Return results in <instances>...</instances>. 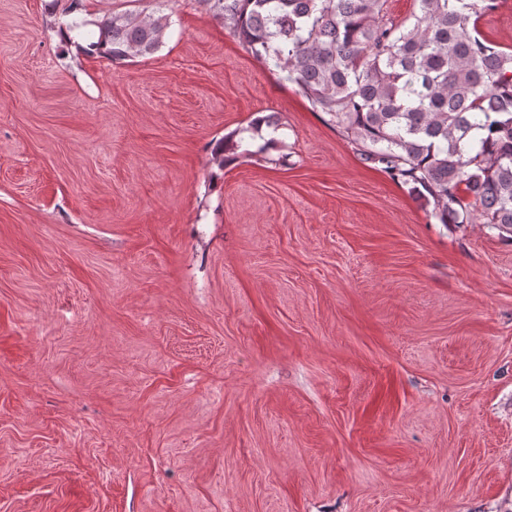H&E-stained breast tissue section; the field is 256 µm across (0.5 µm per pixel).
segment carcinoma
<instances>
[{
  "instance_id": "carcinoma-1",
  "label": "carcinoma",
  "mask_w": 512,
  "mask_h": 512,
  "mask_svg": "<svg viewBox=\"0 0 512 512\" xmlns=\"http://www.w3.org/2000/svg\"><path fill=\"white\" fill-rule=\"evenodd\" d=\"M251 55L293 85L373 169L405 185L441 224L479 219L512 235V48L480 29L499 0H413L400 21L386 0H204ZM170 0L114 10L81 47L124 62L154 54ZM271 115L224 137L213 161L277 145Z\"/></svg>"
}]
</instances>
